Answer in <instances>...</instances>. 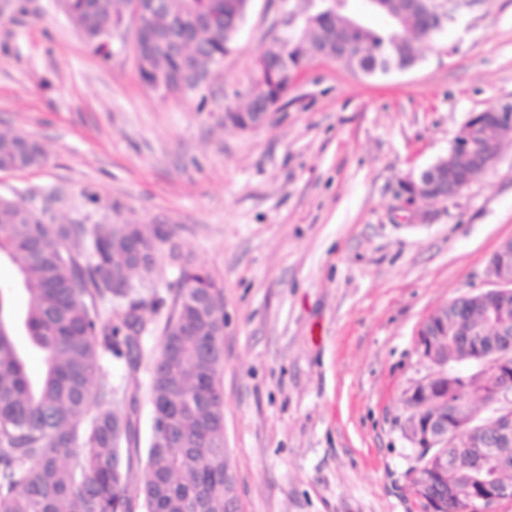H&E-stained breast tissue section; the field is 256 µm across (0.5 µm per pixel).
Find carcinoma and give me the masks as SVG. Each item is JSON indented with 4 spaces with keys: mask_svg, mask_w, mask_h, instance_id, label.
<instances>
[{
    "mask_svg": "<svg viewBox=\"0 0 512 512\" xmlns=\"http://www.w3.org/2000/svg\"><path fill=\"white\" fill-rule=\"evenodd\" d=\"M250 0H166L139 33L138 72L149 87L162 84L173 94L200 90L187 70L209 74L224 58L248 12ZM307 16L291 41L274 40L257 60L248 102L226 112L250 115L266 98L278 108L293 74L323 47L348 49L344 62L367 75L406 70L418 59L416 42L439 33L436 20L412 0H364L387 25L373 29L331 0H305ZM69 20L100 50L106 27L121 18L127 0H61ZM45 160L34 139L0 130V168H32ZM0 196V263L15 268L12 288H0V512H132L133 497L144 512H224V294L212 288L208 308L191 309L190 281L213 282L203 269L183 267L166 313L162 298L146 303L137 288H114L112 278L133 283L147 268L128 248L135 239L157 256L171 229L154 224H110L88 231L76 221L59 224L53 203ZM23 295L18 311L14 296ZM117 301L101 312L100 302ZM489 313L466 308L471 327L486 326ZM23 332L43 357L45 370L34 380L14 336ZM158 334L146 348L144 337ZM123 360L136 371L147 361L151 373L152 440L142 484L131 479L128 444L131 415L119 395L129 386L105 378L104 362ZM471 479L461 463L448 469V483Z\"/></svg>",
    "mask_w": 512,
    "mask_h": 512,
    "instance_id": "obj_1",
    "label": "carcinoma"
}]
</instances>
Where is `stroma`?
Returning a JSON list of instances; mask_svg holds the SVG:
<instances>
[{"label": "stroma", "instance_id": "stroma-1", "mask_svg": "<svg viewBox=\"0 0 512 512\" xmlns=\"http://www.w3.org/2000/svg\"><path fill=\"white\" fill-rule=\"evenodd\" d=\"M407 70L312 60L254 130L224 125L282 34L285 0H252L199 94L164 98L132 45L97 52L57 0H0V128L46 160L0 171V194H56L61 218L167 224L140 295L172 299L183 265L224 292V449L239 512H424L409 483L405 393L428 366L416 331L484 288L512 237V133L445 202L404 187L476 112L512 106V0H457ZM135 425L132 481L152 434L150 372L106 365Z\"/></svg>", "mask_w": 512, "mask_h": 512}]
</instances>
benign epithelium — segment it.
<instances>
[{
	"mask_svg": "<svg viewBox=\"0 0 512 512\" xmlns=\"http://www.w3.org/2000/svg\"><path fill=\"white\" fill-rule=\"evenodd\" d=\"M163 6V0H130L121 22L111 33L121 35L127 24L135 30L146 26L149 17ZM452 0H430V8L444 27L450 17ZM485 112L472 114L465 123L447 156L424 170L413 198L427 197L434 201L456 196L461 189L479 179L497 160L500 148L496 141L478 139ZM468 156L467 168L461 176L457 171L458 152ZM488 288L454 299L461 310L472 302H481L493 316L495 339L481 340L480 329L462 328L456 332L466 346L460 363L448 365V348L436 341L448 335V323H460L461 317L449 310L450 303L436 307L420 324L416 347L430 372L415 381L407 391L405 404L408 416L403 433L411 447L430 455V473L426 475L418 498L428 512H483L496 502L512 499V485L499 481L498 474L512 471V458L499 457L495 448L512 443V321L505 315L512 304V238L504 240L492 255L487 267ZM491 370L495 384L483 393L482 402L470 404L468 389L475 372ZM434 408V415L425 417V410ZM479 448L473 456V480L460 489L448 484L450 445Z\"/></svg>",
	"mask_w": 512,
	"mask_h": 512,
	"instance_id": "obj_1",
	"label": "benign epithelium"
}]
</instances>
